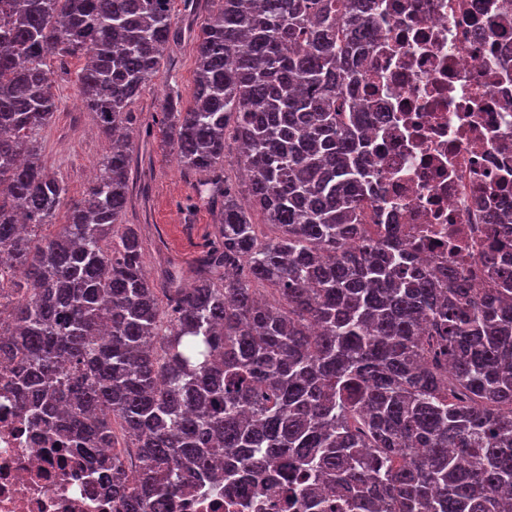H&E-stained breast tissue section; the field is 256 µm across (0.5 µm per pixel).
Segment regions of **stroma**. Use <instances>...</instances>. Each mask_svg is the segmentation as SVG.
<instances>
[{
  "mask_svg": "<svg viewBox=\"0 0 512 512\" xmlns=\"http://www.w3.org/2000/svg\"><path fill=\"white\" fill-rule=\"evenodd\" d=\"M220 7L219 0H174V36L159 72L132 106L137 115L127 204L123 223L136 225L145 250L144 268L150 279L164 284L170 274H189L200 253L215 239L222 199L201 198L205 173L178 164L166 143L167 105H187L194 90L195 35L199 25ZM80 56H60L51 62L59 108L39 134L43 165L79 198L96 162L110 150L94 115L79 100Z\"/></svg>",
  "mask_w": 512,
  "mask_h": 512,
  "instance_id": "35a3bbf8",
  "label": "stroma"
}]
</instances>
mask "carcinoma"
Segmentation results:
<instances>
[{"mask_svg": "<svg viewBox=\"0 0 512 512\" xmlns=\"http://www.w3.org/2000/svg\"><path fill=\"white\" fill-rule=\"evenodd\" d=\"M171 3L0 0V261L23 273H0V356L21 418L79 445L116 512L193 493L244 512H512V218L487 215L480 286L363 223L386 116L354 92L379 0H221L200 26L166 135L224 210L190 280L159 288L135 227L115 228ZM64 53L85 57L79 96L111 142L77 200L40 161ZM229 138L265 241L217 172Z\"/></svg>", "mask_w": 512, "mask_h": 512, "instance_id": "obj_1", "label": "carcinoma"}]
</instances>
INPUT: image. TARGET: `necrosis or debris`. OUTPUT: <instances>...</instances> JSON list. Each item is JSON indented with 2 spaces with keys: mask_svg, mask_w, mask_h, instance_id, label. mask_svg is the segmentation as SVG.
Returning <instances> with one entry per match:
<instances>
[{
  "mask_svg": "<svg viewBox=\"0 0 512 512\" xmlns=\"http://www.w3.org/2000/svg\"><path fill=\"white\" fill-rule=\"evenodd\" d=\"M384 22L357 87L387 113L375 134L382 175L367 223L395 224L433 269L479 283L485 216L512 210V0H381ZM0 358V512H112L87 468L21 421Z\"/></svg>",
  "mask_w": 512,
  "mask_h": 512,
  "instance_id": "1",
  "label": "necrosis or debris"
}]
</instances>
